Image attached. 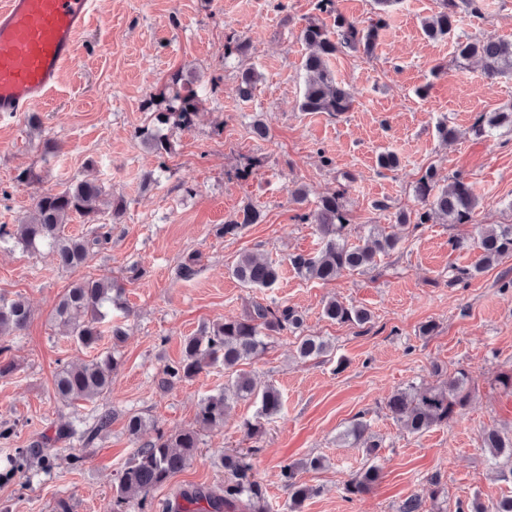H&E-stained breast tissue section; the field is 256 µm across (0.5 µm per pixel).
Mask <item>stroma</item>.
Segmentation results:
<instances>
[{"label": "stroma", "instance_id": "stroma-1", "mask_svg": "<svg viewBox=\"0 0 512 512\" xmlns=\"http://www.w3.org/2000/svg\"><path fill=\"white\" fill-rule=\"evenodd\" d=\"M98 16L79 37L72 62L58 87L38 106L41 130L25 116L0 121V225L15 224L32 209L35 196L60 190L74 179H98L107 193L123 198L126 210L112 228L107 251L90 256L81 273L116 279L122 269L141 263L147 270L126 284L132 314L119 345L123 364L112 378L107 406L114 412L109 430L92 447L72 438L56 446V465L25 484L0 483V505L10 512H52L58 499L72 512H111L112 487L137 445L127 434L129 414L139 413L172 432L192 425L202 398L224 385V367L215 364L175 388H159L165 365L181 357L183 339L202 325L240 317L253 299L264 297L297 308L307 334L331 346L326 356H296V338L274 339L251 369L260 384L274 385L284 408L265 425L253 458L266 486L272 512H287L281 468L322 455L324 469L302 473L319 487L302 512H398L411 496H426L431 475H439L443 506L487 502L512 495V482L497 478L481 448L485 429H512V395L495 385L512 371V259L486 269L466 286L448 285L449 266L468 267L472 252L454 248L470 240L469 224L435 222L406 234L399 248L380 256L375 269L343 274L321 284L298 277L289 255L320 247L316 225L296 220L289 187H305L309 202L338 190L342 173L351 211L349 242L364 243L370 225L389 227L398 212L417 208L414 186L426 168L440 184L459 173L481 199L479 223L512 222V127L475 138L470 128L483 113L512 108V76L493 80L477 61L457 63L456 36L512 40V0H478L480 17H464L455 37L427 38L423 20L441 0H399L386 16L374 56L341 54L330 62L336 80L356 102L350 112L331 116L301 111L302 58L299 39L313 0H288L279 13L271 0H94ZM250 39L243 62H225L230 34ZM261 79L251 101L237 93L241 68ZM183 71L193 80L203 110L191 129L168 133L172 151L162 163L134 136L147 125L146 104L169 75ZM270 128L267 141L250 137L255 116ZM456 127L458 139L445 143L440 121ZM57 151L43 157L41 136ZM392 150L395 171L380 170L377 157ZM260 161L248 180L237 175L248 157ZM332 166H324V158ZM33 169L37 181L19 185L16 175ZM258 205L262 223L246 226L233 238L215 233L235 220L246 203ZM261 253L282 263L276 286L246 288L230 274L241 253ZM197 255L199 272L177 278L183 257ZM77 274L62 270L49 254L31 255L16 244H0V294L25 298L33 311L27 327L11 341L6 360L15 372L0 378V424L13 428L0 438V455L23 448L59 418L91 424L98 406L57 400L53 377L59 362L91 359L63 336L52 319L59 297ZM370 311L365 327L338 324L322 315L329 299ZM434 322L433 335L419 328ZM442 375H434L433 365ZM471 371L475 385L466 415L421 435L405 431L385 409L387 396L410 383L437 385L458 368ZM258 405L236 404L223 427L201 434L190 466L150 494L162 506L183 489L217 488L224 470L217 458L243 447L238 426ZM365 418L380 446L374 457L340 439L345 428ZM81 464L72 465V456ZM383 475L369 493L345 500L340 488L366 461Z\"/></svg>", "mask_w": 512, "mask_h": 512}]
</instances>
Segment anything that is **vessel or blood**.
Here are the masks:
<instances>
[{
  "label": "vessel or blood",
  "mask_w": 512,
  "mask_h": 512,
  "mask_svg": "<svg viewBox=\"0 0 512 512\" xmlns=\"http://www.w3.org/2000/svg\"><path fill=\"white\" fill-rule=\"evenodd\" d=\"M91 0H0V114L43 103L60 82Z\"/></svg>",
  "instance_id": "b4317fda"
}]
</instances>
